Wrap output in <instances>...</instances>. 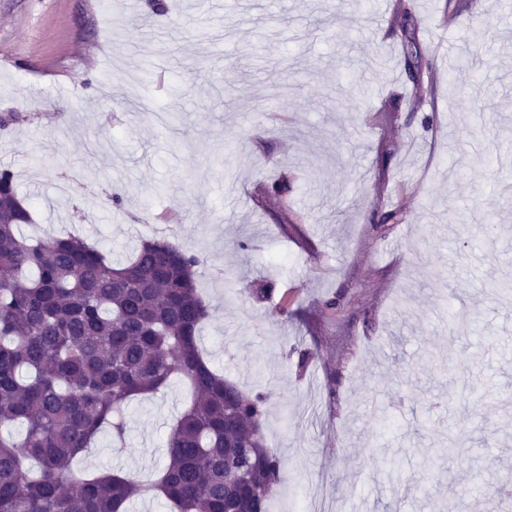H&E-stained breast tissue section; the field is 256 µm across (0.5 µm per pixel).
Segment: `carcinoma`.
<instances>
[{
    "instance_id": "obj_1",
    "label": "carcinoma",
    "mask_w": 512,
    "mask_h": 512,
    "mask_svg": "<svg viewBox=\"0 0 512 512\" xmlns=\"http://www.w3.org/2000/svg\"><path fill=\"white\" fill-rule=\"evenodd\" d=\"M30 223L13 173L1 169L0 512H129L144 497L173 512H269L282 458L263 433L268 397L242 391L199 349L210 315L197 291L200 258L151 238L115 264L76 237L22 235ZM175 377L191 401L157 478L74 470L102 429L124 441L129 401ZM16 423L22 438L1 432Z\"/></svg>"
}]
</instances>
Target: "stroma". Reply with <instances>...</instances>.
<instances>
[{
	"label": "stroma",
	"mask_w": 512,
	"mask_h": 512,
	"mask_svg": "<svg viewBox=\"0 0 512 512\" xmlns=\"http://www.w3.org/2000/svg\"><path fill=\"white\" fill-rule=\"evenodd\" d=\"M395 2L223 0L216 28L200 0H0V168L24 235L117 262L158 224L199 256V346L267 393L281 505L512 512V13L469 0L448 27L446 0H409L432 99ZM189 397L132 401L75 469L158 473Z\"/></svg>",
	"instance_id": "obj_1"
}]
</instances>
